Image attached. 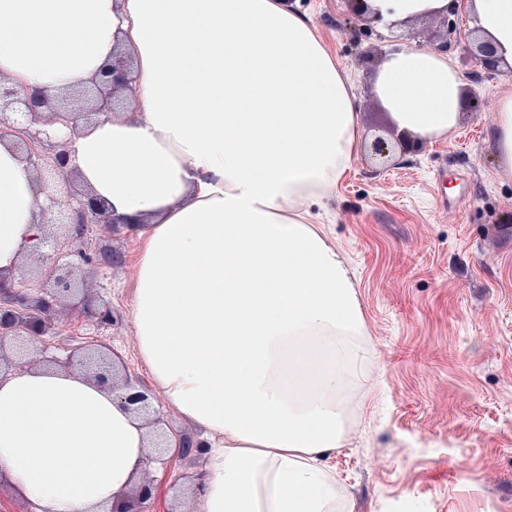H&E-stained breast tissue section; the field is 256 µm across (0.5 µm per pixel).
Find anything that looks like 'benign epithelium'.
Wrapping results in <instances>:
<instances>
[{"mask_svg": "<svg viewBox=\"0 0 512 512\" xmlns=\"http://www.w3.org/2000/svg\"><path fill=\"white\" fill-rule=\"evenodd\" d=\"M464 38L471 40L470 49L482 64L495 67L498 63L495 49L488 41L477 39L470 31ZM129 84V62L118 56L93 82L96 98L82 106V116L89 119L100 112L113 110V100ZM70 123V113L65 107H55L51 99L40 93H29L12 87L0 79V139L18 137V148L26 153V161L38 179L48 174H62L70 161L68 142L41 136V131H31L36 124ZM49 210L65 218L64 225L74 231V236L60 237L46 234L41 239L44 256L51 259L49 280L34 285L6 280L0 277V379L14 370L32 369L41 365H53L68 371L88 373L102 387L112 391L113 399L124 409L133 412L143 425L152 429L157 452L142 460V468L153 464L168 463L165 448L167 437L158 429L161 418L153 407V394L146 386L135 384L116 373L113 363L87 345L71 348L67 355H47L45 337L52 335V316L56 307L66 297L78 298L81 318L95 326L109 322L111 306L96 301L88 289L79 287L84 279L79 277L80 267L74 257L82 253L75 247L76 241L84 240L90 224H119L109 207L82 189H69L61 195L52 190L48 195ZM154 487L147 479L131 487L123 497L112 503L110 512H151L150 501Z\"/></svg>", "mask_w": 512, "mask_h": 512, "instance_id": "obj_1", "label": "benign epithelium"}]
</instances>
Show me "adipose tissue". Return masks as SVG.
<instances>
[{
  "mask_svg": "<svg viewBox=\"0 0 512 512\" xmlns=\"http://www.w3.org/2000/svg\"><path fill=\"white\" fill-rule=\"evenodd\" d=\"M449 0H367L390 25ZM470 10L512 67V0ZM126 52L128 112L76 118L79 183L143 238L133 289L140 354L168 403L207 434L195 512H336L327 462L345 445L343 389L371 353L340 251L309 219L358 153L346 78L285 0H0V78L62 95ZM463 82L447 56L388 54L374 82L395 126L447 137ZM48 189L0 141V275L46 231ZM149 446L88 374L0 380V474L32 512H108Z\"/></svg>",
  "mask_w": 512,
  "mask_h": 512,
  "instance_id": "1",
  "label": "adipose tissue"
}]
</instances>
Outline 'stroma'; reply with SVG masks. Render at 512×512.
Here are the masks:
<instances>
[{"label": "stroma", "instance_id": "35a3bbf8", "mask_svg": "<svg viewBox=\"0 0 512 512\" xmlns=\"http://www.w3.org/2000/svg\"><path fill=\"white\" fill-rule=\"evenodd\" d=\"M349 78L365 139L393 145L380 171L358 152L325 207H313L348 259L374 353L371 381L349 396V447L329 465L338 512H512V175L495 157L496 103L512 93V70L485 67L462 34L470 13L425 16L397 26L365 21L347 0H288ZM447 43L466 93L463 111L438 141L410 140L374 94L378 67L403 47ZM87 252L117 264L84 266L112 322L80 323L57 307L55 344L102 343L126 373L150 382L132 323L139 238L105 224L89 228ZM205 455L152 471L155 512H191Z\"/></svg>", "mask_w": 512, "mask_h": 512}]
</instances>
